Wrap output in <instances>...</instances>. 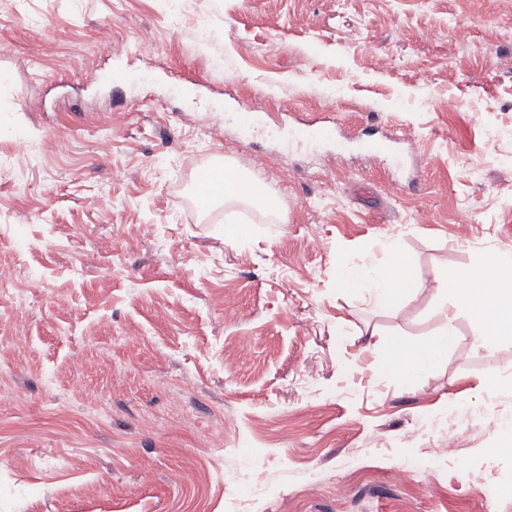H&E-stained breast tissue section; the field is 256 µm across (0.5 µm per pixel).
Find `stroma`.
Listing matches in <instances>:
<instances>
[{"label":"stroma","instance_id":"1","mask_svg":"<svg viewBox=\"0 0 512 512\" xmlns=\"http://www.w3.org/2000/svg\"><path fill=\"white\" fill-rule=\"evenodd\" d=\"M236 98L402 130L420 181L244 138ZM219 154L274 208L196 210ZM390 241L417 273L391 308L337 288ZM492 256L512 263V0H0V512H512L487 426L512 423V341L460 309L427 372L383 368L442 329L439 279Z\"/></svg>","mask_w":512,"mask_h":512}]
</instances>
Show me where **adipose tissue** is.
<instances>
[{
  "label": "adipose tissue",
  "instance_id": "adipose-tissue-1",
  "mask_svg": "<svg viewBox=\"0 0 512 512\" xmlns=\"http://www.w3.org/2000/svg\"><path fill=\"white\" fill-rule=\"evenodd\" d=\"M391 264L376 276L356 273L352 278L338 277L336 285L345 292L357 294L370 291L378 308L391 307L395 296L411 287L415 273L401 255L397 246H390ZM444 285L458 306L473 311L481 323L480 340H495L512 335V268L500 259L489 257L475 270H460L445 280ZM455 336L453 319H446L440 333L428 344L405 349L393 347L385 357L386 368L393 373L402 371L415 376L429 369L436 356L447 351Z\"/></svg>",
  "mask_w": 512,
  "mask_h": 512
}]
</instances>
